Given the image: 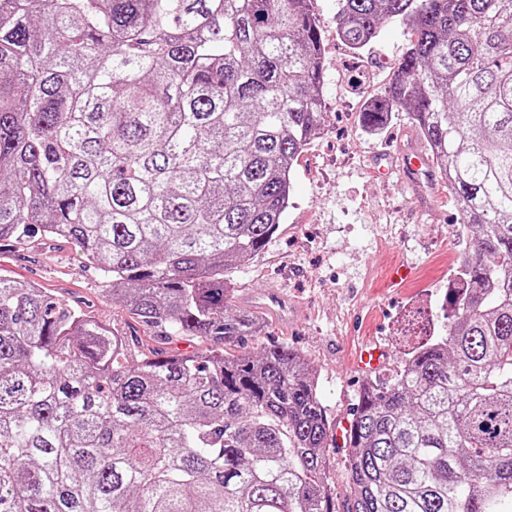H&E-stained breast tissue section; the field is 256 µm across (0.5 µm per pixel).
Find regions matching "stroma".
Masks as SVG:
<instances>
[{"label":"stroma","instance_id":"stroma-1","mask_svg":"<svg viewBox=\"0 0 512 512\" xmlns=\"http://www.w3.org/2000/svg\"><path fill=\"white\" fill-rule=\"evenodd\" d=\"M325 57L321 128L294 164L288 211L262 254L236 269L234 309L259 291H283L288 317L267 314L264 330L237 342L256 351L283 340L302 352L318 375V393L336 422L350 418L363 381L354 370L363 344L377 342L394 368L425 336L445 333L448 285L468 242L456 202L439 175L419 187L377 172L380 159L420 150L424 141L405 112L379 132H366L360 114L394 80L410 31L384 23L362 54L336 34V0H313ZM412 264L414 279L395 288L388 274ZM0 278L34 283L56 301L82 308L129 340V362L147 347L197 351L203 344L149 337L112 300L99 273L69 244L40 239L0 241Z\"/></svg>","mask_w":512,"mask_h":512}]
</instances>
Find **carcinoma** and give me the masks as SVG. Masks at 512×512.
<instances>
[{
    "label": "carcinoma",
    "instance_id": "cac0c4a2",
    "mask_svg": "<svg viewBox=\"0 0 512 512\" xmlns=\"http://www.w3.org/2000/svg\"><path fill=\"white\" fill-rule=\"evenodd\" d=\"M360 51L412 39L361 114L404 110L472 249L446 333L366 381L344 512H512V0H337ZM311 0H0V241L72 245L150 349L0 279V512H339L315 369L231 308L321 124Z\"/></svg>",
    "mask_w": 512,
    "mask_h": 512
}]
</instances>
